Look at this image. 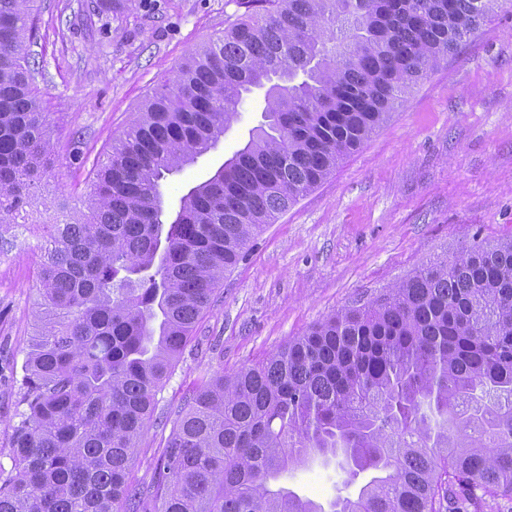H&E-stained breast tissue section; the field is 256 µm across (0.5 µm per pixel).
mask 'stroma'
<instances>
[{
	"label": "stroma",
	"instance_id": "stroma-1",
	"mask_svg": "<svg viewBox=\"0 0 512 512\" xmlns=\"http://www.w3.org/2000/svg\"><path fill=\"white\" fill-rule=\"evenodd\" d=\"M101 0H43L29 54L52 123L39 201L0 244V466L25 411V375L47 225L79 206L97 165L172 68L238 17L234 0H122L103 24ZM264 93L246 94L215 149L168 175L165 209L244 147ZM512 237V0L410 93L390 120L316 189L253 236L225 272L158 395L129 469L148 487L187 399L215 372L263 360L313 325L477 242ZM337 462L290 470L291 491L321 505L357 496Z\"/></svg>",
	"mask_w": 512,
	"mask_h": 512
}]
</instances>
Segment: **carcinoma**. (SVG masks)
Masks as SVG:
<instances>
[{
  "instance_id": "1",
  "label": "carcinoma",
  "mask_w": 512,
  "mask_h": 512,
  "mask_svg": "<svg viewBox=\"0 0 512 512\" xmlns=\"http://www.w3.org/2000/svg\"><path fill=\"white\" fill-rule=\"evenodd\" d=\"M48 226L0 512H324L275 482L320 456L374 470L330 512L512 497V238L344 309L187 401L146 488L128 467L157 394L254 232L327 179L504 0H236ZM34 0H0V235L47 173ZM264 123L173 212L166 176L215 148L244 94Z\"/></svg>"
}]
</instances>
